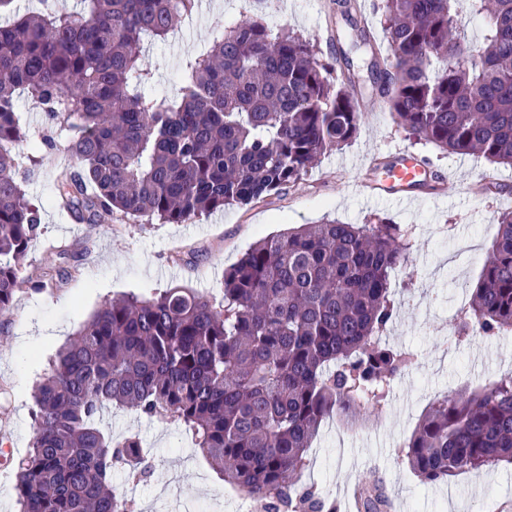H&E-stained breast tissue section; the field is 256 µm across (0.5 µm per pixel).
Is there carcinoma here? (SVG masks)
Instances as JSON below:
<instances>
[{
	"mask_svg": "<svg viewBox=\"0 0 512 512\" xmlns=\"http://www.w3.org/2000/svg\"><path fill=\"white\" fill-rule=\"evenodd\" d=\"M0 0V315L27 283L23 259L42 235L41 206L24 185L38 146L16 107L23 91L52 119L76 120L71 167L56 198L77 219L120 211L185 224L295 184L361 122L350 61H320L299 34L259 18L218 25L207 51L185 60L179 93L147 95L143 38L165 40L198 0H55L23 15ZM484 28L470 54L464 11ZM382 58L370 28L352 39L376 57L371 93L398 125L446 153L512 165V0H382ZM407 230L303 224L263 237L224 271L216 305L189 288L108 300L59 350L33 391L34 435L17 461L21 512H132L112 485L123 463L145 478L139 438L112 440L103 412L127 409L191 430L219 478L266 512H323L299 488L322 422L379 411L415 362L380 341L395 313L392 279L407 263ZM512 332V212L496 233L453 330ZM421 481L512 463V377L433 403L403 445ZM367 485L364 512H385Z\"/></svg>",
	"mask_w": 512,
	"mask_h": 512,
	"instance_id": "cac0c4a2",
	"label": "carcinoma"
}]
</instances>
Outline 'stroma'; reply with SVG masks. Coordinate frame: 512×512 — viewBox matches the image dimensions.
Wrapping results in <instances>:
<instances>
[{
	"label": "stroma",
	"mask_w": 512,
	"mask_h": 512,
	"mask_svg": "<svg viewBox=\"0 0 512 512\" xmlns=\"http://www.w3.org/2000/svg\"><path fill=\"white\" fill-rule=\"evenodd\" d=\"M254 15L272 28L286 27L315 46L320 59L335 62L348 51V22L336 0H212L198 6L168 40L144 44L152 79L145 94H176L187 55L205 50L216 25ZM357 136L327 152L292 187L244 207H227L189 224H162L114 213L111 223L85 224L52 202L57 172L70 162L74 134L64 119L53 120L27 96L17 106L39 163L27 181L28 196L43 206V235L32 243L25 274L38 277L48 266H70L63 282L40 291L20 290L9 314L0 316V512H18L14 463L33 436L32 387L49 359L106 299L124 293L151 295L182 286L221 298L224 271L261 237L291 227L336 219L363 224L379 216L404 226L413 244L407 264L392 286L398 311L384 334L394 348L412 350L415 364L396 378L385 408L367 414L361 429L326 420L308 454L304 485L324 499L325 512H345L352 485L378 482L392 502L390 512H512V464L463 470L448 481L422 484L400 455L429 406L467 387L512 374V334L452 339L457 307L488 255L499 213L512 211V166L492 165L475 154H446L408 136L379 97L359 98ZM54 149L41 147L43 137ZM406 148L426 158L434 174L417 202L399 205L371 196L362 181L391 151ZM103 428L120 439L139 435L153 468L139 482L136 512H185L197 500L203 512H266L253 498H240L224 485L194 450L191 432L174 423L115 409ZM243 506H236V499Z\"/></svg>",
	"instance_id": "stroma-1"
}]
</instances>
